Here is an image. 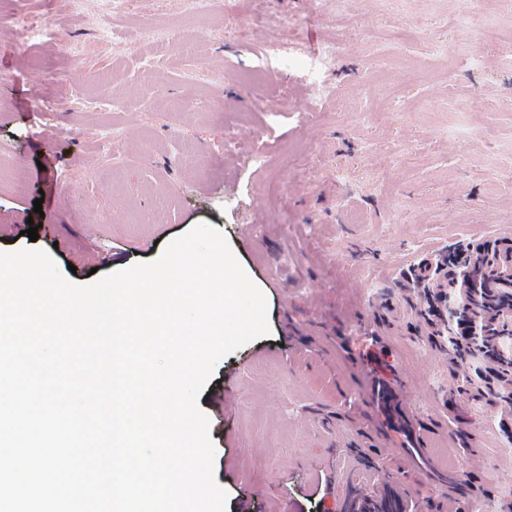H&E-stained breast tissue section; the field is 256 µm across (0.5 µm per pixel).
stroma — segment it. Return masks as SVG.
<instances>
[{"label":"stroma","mask_w":512,"mask_h":512,"mask_svg":"<svg viewBox=\"0 0 512 512\" xmlns=\"http://www.w3.org/2000/svg\"><path fill=\"white\" fill-rule=\"evenodd\" d=\"M185 0H55L53 39L0 27V252L50 253L77 284L220 229L270 333L198 396L225 512H512V431L480 367L456 370L411 290L448 250L512 240V0H229L222 31ZM178 27L188 47L169 50ZM339 46L314 95L270 52ZM478 58L477 67L465 62ZM184 102L151 108L157 94ZM196 158L183 162L180 147ZM41 170L16 191L11 169ZM44 215L25 236L34 200ZM396 372L413 425L375 394ZM389 468L380 485L368 459Z\"/></svg>","instance_id":"35a3bbf8"}]
</instances>
